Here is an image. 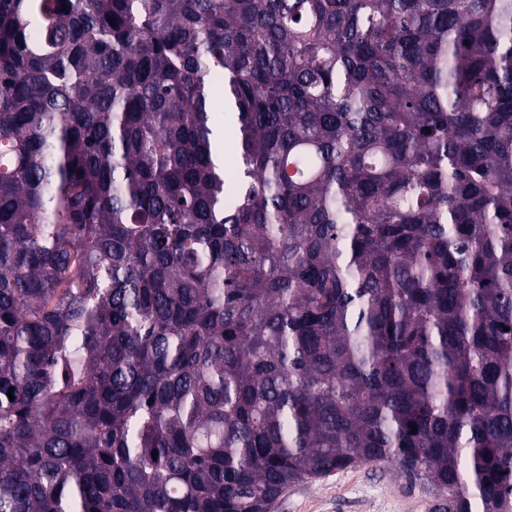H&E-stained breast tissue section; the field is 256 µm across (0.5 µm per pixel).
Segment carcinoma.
<instances>
[{"mask_svg": "<svg viewBox=\"0 0 512 512\" xmlns=\"http://www.w3.org/2000/svg\"><path fill=\"white\" fill-rule=\"evenodd\" d=\"M1 148L0 512H512V0H0ZM436 502L423 481L393 468L356 466L288 489L272 512H436Z\"/></svg>", "mask_w": 512, "mask_h": 512, "instance_id": "obj_1", "label": "carcinoma"}]
</instances>
